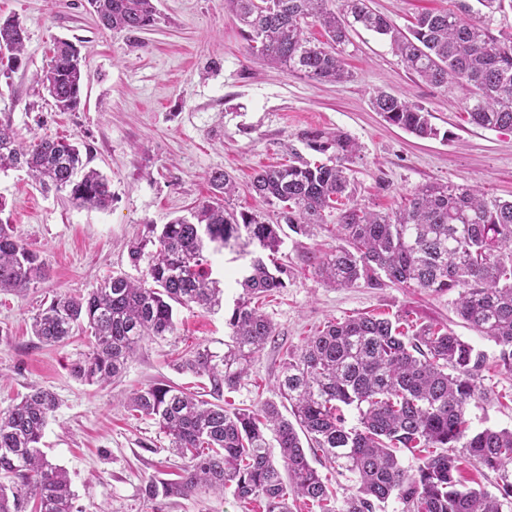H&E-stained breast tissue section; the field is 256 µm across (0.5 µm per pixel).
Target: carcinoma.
Returning a JSON list of instances; mask_svg holds the SVG:
<instances>
[{"instance_id": "cac0c4a2", "label": "carcinoma", "mask_w": 512, "mask_h": 512, "mask_svg": "<svg viewBox=\"0 0 512 512\" xmlns=\"http://www.w3.org/2000/svg\"><path fill=\"white\" fill-rule=\"evenodd\" d=\"M108 30H144L157 23L154 0H88ZM251 54L316 82L348 80L343 53L361 27L389 38L406 71L438 87L464 92L470 123L512 131V31L493 28L512 0H452L426 11L404 33L369 6V0H225ZM319 24L325 41L306 34ZM25 30L0 21V44L8 47V77L24 61ZM86 58L67 40L53 48L42 88L61 112L82 104ZM372 108L384 120L420 138L439 130L423 106L384 89L373 91ZM301 138L328 155L310 163L296 154L258 171L253 192L278 206V220L256 213L235 215L224 206L234 180L222 170L208 180L218 198L205 200L167 224L147 225L128 257L138 266L154 247L146 278L112 275L85 295L61 294L41 305L31 330L46 345L86 334L91 350L71 361L70 374L88 383L119 378L147 337L174 333L178 308L221 306L224 289L208 270V254L245 239L248 274L236 280L242 293L225 323L231 342L224 355L207 349L182 358L178 369L210 382V399L154 383L134 390L127 407L150 419L183 460L177 478L151 479L145 495L188 497L201 488L233 490L241 502H263L262 512H292L300 500L319 512H378L394 497L403 512H503L512 505V430L470 432L468 406L482 398L484 355L448 326L418 324L405 312L396 320L376 315L330 321L286 355L277 403L227 410L224 387H235L252 359L274 336L261 299L286 287L288 270L271 255L285 230L310 235L335 226L336 247L317 263L320 282L350 288L384 281L401 288L457 293V316L500 346L499 365L512 373V201L476 186L427 183L398 210L382 213L359 203L351 165L360 145L347 133L311 129ZM90 145L66 139L27 142L7 116H0V171L25 168L44 191H63L80 207L112 204L110 180L90 167ZM270 252L264 256L262 252ZM40 255L0 220V291L34 288L46 277ZM56 394L32 388L0 412V512H74L66 472L41 450L44 429L58 409ZM359 425L348 426L346 411ZM272 433L279 458L270 451ZM419 451L417 467L402 466L399 452ZM322 453L334 469L355 479V492L335 509L329 479L310 464L307 451ZM472 461L498 476V494L465 487L460 465Z\"/></svg>"}]
</instances>
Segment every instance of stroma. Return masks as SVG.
<instances>
[{"instance_id": "1", "label": "stroma", "mask_w": 512, "mask_h": 512, "mask_svg": "<svg viewBox=\"0 0 512 512\" xmlns=\"http://www.w3.org/2000/svg\"><path fill=\"white\" fill-rule=\"evenodd\" d=\"M156 6L160 19L152 30L106 31L87 0H0V18H19L27 32L25 65L11 77L0 76V113H10L24 138L90 144L92 167L112 182V204L98 210L75 205L63 192L40 191L24 172H0L4 216L48 269L37 287L0 292V411L33 386L57 395L60 406L42 450L67 472L75 512H251L229 490L147 498L146 483L169 478L181 461L158 426L135 418L126 405L134 389L157 382L208 390L207 377L178 371L175 361L199 348L224 352L230 340L224 319L241 293L234 279L249 260L241 247L213 258L212 274L224 280L223 306L179 309L174 333L146 340L119 381L104 387L69 372L71 360L88 349L85 336L61 346L33 336L36 309L59 294L88 293L115 272L142 278L148 264H130L129 242L147 225L168 223L209 199L211 170H224L237 183L229 210L275 222L277 206L256 196L250 181L255 171L287 160L292 148L316 160L301 140L306 130L338 128L356 139L358 199L382 212L436 181L477 185L512 200V131L469 123L459 90L408 74L389 40L377 34L352 33L348 81L317 83L255 59L224 0H156ZM60 40L78 45L87 62L75 112L56 111L38 84ZM378 88L425 107L440 137L421 139L388 125L370 104ZM335 244L328 227L285 237L277 257L288 268V286L263 306L275 340L256 355L247 377L225 390V408L278 400L285 354L326 322L407 312L447 325L483 353L486 396L469 407L472 431L512 428V373L500 367L498 345L457 317L454 294L393 284L325 287L315 258Z\"/></svg>"}]
</instances>
